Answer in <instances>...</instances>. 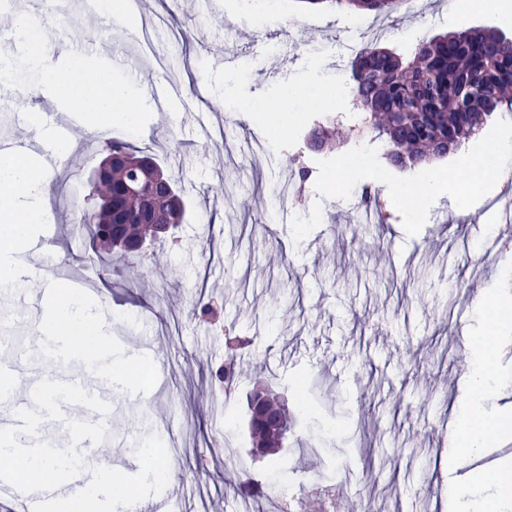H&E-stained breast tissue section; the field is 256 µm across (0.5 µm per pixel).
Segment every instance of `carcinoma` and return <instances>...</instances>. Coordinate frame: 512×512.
Here are the masks:
<instances>
[{"label":"carcinoma","mask_w":512,"mask_h":512,"mask_svg":"<svg viewBox=\"0 0 512 512\" xmlns=\"http://www.w3.org/2000/svg\"><path fill=\"white\" fill-rule=\"evenodd\" d=\"M325 1L376 16L399 12V0H306L311 4ZM350 69L351 94L362 107V127L384 140L386 159L399 169L448 155L475 135L496 109L512 112V40L495 29L436 35L419 43L406 58L370 44L359 50ZM339 135L341 124L330 119L313 130L309 145L318 150ZM105 149L126 155L128 165L86 186L83 200L95 202V208L83 211L81 223L88 227L95 247L109 251L119 247L105 229L112 205L127 216L121 228L124 240L155 241L162 236V225L183 222L181 207L173 203L175 190L161 173L157 185L143 186V192H154L161 199L158 217L152 221L141 216L142 198L125 194L123 185L142 159L133 156V147L125 142L108 141ZM257 396L278 409L282 428L252 430L253 444L279 448L292 414L276 395L259 392Z\"/></svg>","instance_id":"obj_1"}]
</instances>
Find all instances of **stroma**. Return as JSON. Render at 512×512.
<instances>
[{
  "mask_svg": "<svg viewBox=\"0 0 512 512\" xmlns=\"http://www.w3.org/2000/svg\"><path fill=\"white\" fill-rule=\"evenodd\" d=\"M424 2L419 12L389 18L301 0H165L130 28L101 17L91 0H64L66 23L50 31L60 43L79 48L82 30L95 29L94 59L131 58L149 78L181 90L147 115L142 130L111 134L154 157L187 204L185 223L155 249L169 277L152 288L109 274L104 253L79 223L82 204L70 200L103 159L101 135L44 129L69 150L67 167L45 171L63 194L46 199L38 227L48 246L43 263L69 288L102 302L109 343L146 355L126 391L105 392L108 471L137 484L143 497L171 496L173 512H239L232 482L243 455L263 512H283L281 500L291 495L314 505L315 477L335 485L354 512H428L442 499L449 471L466 476L512 460V439L453 469L441 446L466 387L475 302L512 261V241L487 230L496 221L489 197L473 200L463 216L437 199L422 224L406 231L405 206L386 202L383 186L369 174L342 177L336 170L338 158L361 154L375 170L400 176L383 144L364 133L314 153L318 172L302 197H289L282 210L273 202L309 130L326 115L355 110L350 62L369 43L371 28L385 27L383 46L404 56L447 31L448 0ZM9 27L0 15V52L9 54L17 81L0 85L5 129L27 122L21 88L42 79L12 58ZM308 74L340 84L341 93L298 107L283 137L264 138L275 163L237 154L261 136L253 114L288 111L284 77ZM366 193L381 202L388 223L358 226ZM216 214L221 223H212ZM203 302L217 306L219 325L203 318ZM37 306L29 278L0 287V336L31 328ZM229 333L252 344L243 373L229 381L223 429L211 420L209 398ZM71 356L43 402V430L59 445L58 416L77 429L96 422L80 396L64 391L84 372L85 353ZM0 358L15 365L14 374L0 375V387L24 396L47 353L32 339L22 348L4 346ZM263 389L306 405L272 455L256 452L247 429V400ZM228 430L239 439L238 453L224 447ZM149 450L171 466L150 483L140 471Z\"/></svg>",
  "mask_w": 512,
  "mask_h": 512,
  "instance_id": "stroma-1",
  "label": "stroma"
}]
</instances>
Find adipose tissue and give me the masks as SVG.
<instances>
[{
	"mask_svg": "<svg viewBox=\"0 0 512 512\" xmlns=\"http://www.w3.org/2000/svg\"><path fill=\"white\" fill-rule=\"evenodd\" d=\"M13 16L12 35L18 49L45 75L28 97L34 129L42 128V116L50 103L64 104L78 113L84 126L100 133H109L115 126L137 129L139 114L127 106L133 91L131 81L117 76L111 68L87 66L84 56L51 38L49 25L63 26L64 15L17 10ZM453 165L470 173V180L462 182L452 176L406 181L393 178L384 180L385 194L395 203L405 204L414 220L442 196L459 211H468L472 199L496 184L501 172L512 165V141L483 139L479 150H459ZM44 173L43 161L34 153H0V241L14 246L13 255L0 259L1 287L35 272L29 258L39 249L30 239V228L41 223L45 214ZM40 308L37 335L60 337L68 346L82 344L91 352L92 362L107 361L120 381L130 380L128 361L121 354L106 352L102 345L98 308L61 287L44 296ZM92 453V448L80 449L85 459L82 468L65 473L53 465L39 443L12 439L0 445V471L21 478L27 490L44 499L54 497L62 485H69L68 512H137L139 493L115 497L108 472L92 461Z\"/></svg>",
	"mask_w": 512,
	"mask_h": 512,
	"instance_id": "ef3b65f1",
	"label": "adipose tissue"
}]
</instances>
